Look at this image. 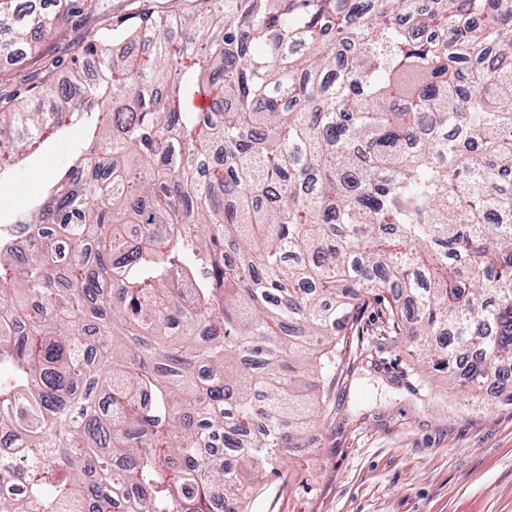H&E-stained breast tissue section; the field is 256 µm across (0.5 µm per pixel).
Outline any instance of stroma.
<instances>
[{"label":"stroma","mask_w":512,"mask_h":512,"mask_svg":"<svg viewBox=\"0 0 512 512\" xmlns=\"http://www.w3.org/2000/svg\"><path fill=\"white\" fill-rule=\"evenodd\" d=\"M139 0H0L58 17L0 70L14 75L0 96L50 108L29 88L54 68L58 80L84 41L111 37ZM85 130L69 126L0 178V224L42 197L67 166ZM358 346L343 352L337 378L324 381L323 409L309 447L292 455L297 485L261 496L254 512H512V404L490 388L472 392L410 358L412 340L389 333L367 309Z\"/></svg>","instance_id":"1"}]
</instances>
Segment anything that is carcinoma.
<instances>
[{
  "label": "carcinoma",
  "mask_w": 512,
  "mask_h": 512,
  "mask_svg": "<svg viewBox=\"0 0 512 512\" xmlns=\"http://www.w3.org/2000/svg\"><path fill=\"white\" fill-rule=\"evenodd\" d=\"M192 2L0 103V176L87 129L0 234V512H250L369 307L512 403V0ZM51 28L0 10V55Z\"/></svg>",
  "instance_id": "cac0c4a2"
}]
</instances>
